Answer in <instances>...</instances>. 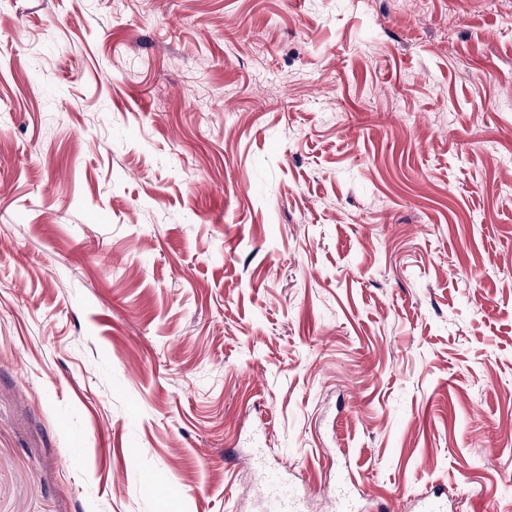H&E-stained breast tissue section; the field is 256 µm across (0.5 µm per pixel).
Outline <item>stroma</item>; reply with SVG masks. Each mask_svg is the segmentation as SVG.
<instances>
[{
    "label": "stroma",
    "mask_w": 512,
    "mask_h": 512,
    "mask_svg": "<svg viewBox=\"0 0 512 512\" xmlns=\"http://www.w3.org/2000/svg\"><path fill=\"white\" fill-rule=\"evenodd\" d=\"M424 10L0 0V512H512V0Z\"/></svg>",
    "instance_id": "35a3bbf8"
}]
</instances>
